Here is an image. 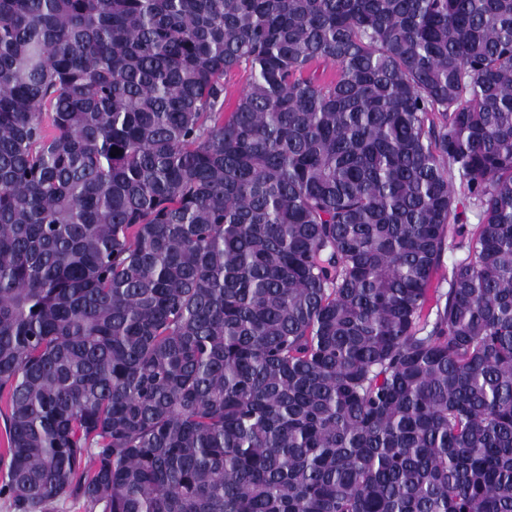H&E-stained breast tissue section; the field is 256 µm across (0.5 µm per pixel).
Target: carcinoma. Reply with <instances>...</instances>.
I'll use <instances>...</instances> for the list:
<instances>
[{
  "label": "carcinoma",
  "instance_id": "cac0c4a2",
  "mask_svg": "<svg viewBox=\"0 0 512 512\" xmlns=\"http://www.w3.org/2000/svg\"><path fill=\"white\" fill-rule=\"evenodd\" d=\"M0 397L15 512H512V0H0Z\"/></svg>",
  "mask_w": 512,
  "mask_h": 512
}]
</instances>
